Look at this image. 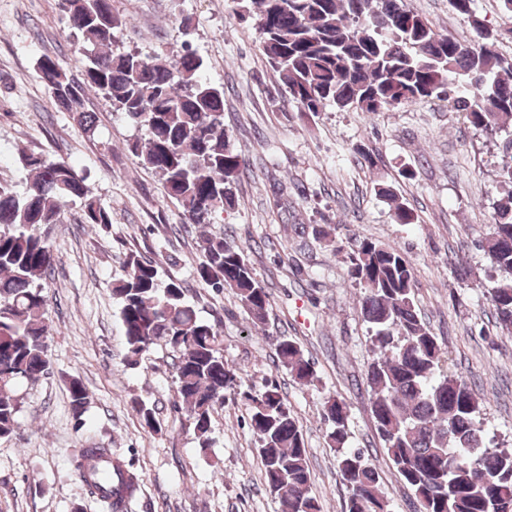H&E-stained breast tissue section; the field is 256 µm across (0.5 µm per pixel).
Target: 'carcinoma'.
Listing matches in <instances>:
<instances>
[{"instance_id":"1","label":"carcinoma","mask_w":512,"mask_h":512,"mask_svg":"<svg viewBox=\"0 0 512 512\" xmlns=\"http://www.w3.org/2000/svg\"><path fill=\"white\" fill-rule=\"evenodd\" d=\"M259 49L297 108L328 107L376 113L427 98L466 112L471 126L496 138L512 128V58L500 54L502 32L476 15L475 0H449L474 28L464 43L436 32L406 0H256ZM72 37L87 59L83 77H72L58 58L44 55L38 79L56 106L68 112L94 90L144 129L129 151L160 177L186 223L205 228L233 208L242 156L229 147L224 91L201 75L202 62L188 42L174 53L144 54L117 44L122 19L112 0H62ZM497 184L503 196L493 208L491 232L479 247L495 286L489 300L497 322L512 329V133L501 142ZM34 174L22 195L0 183V438L18 428L19 385L49 373L47 299L42 280L51 276L52 228L62 207L80 202L82 223H112L110 210L90 196L85 179L65 158L25 153ZM377 194L393 203L392 220L413 224V210L392 187ZM197 277L216 293L228 288L242 303L255 332H265L270 296L244 251L221 235L197 238ZM347 275L364 289L362 317L374 358L365 381L382 451L419 512H512V449H493L482 427V406L473 388L452 370L448 352L421 317L413 267L397 247L355 237L346 251ZM124 274L112 288L120 307L127 357L137 359L164 344L174 354L173 410L193 425L199 447L212 441L211 419L224 392L237 386L224 362L218 329L185 299L179 280L162 279L158 263L126 255ZM277 366L303 386L316 377L314 364L292 339H275ZM73 415L81 418L88 394L69 380ZM249 428L259 450L265 484L280 512H321L302 430L270 380L260 392L243 393ZM144 428L161 429L153 408L139 404ZM321 419L327 444L348 496L345 512H391L380 475L363 448L349 443V414L342 399L324 398ZM101 512H127L138 476L109 448L89 446L73 462Z\"/></svg>"}]
</instances>
